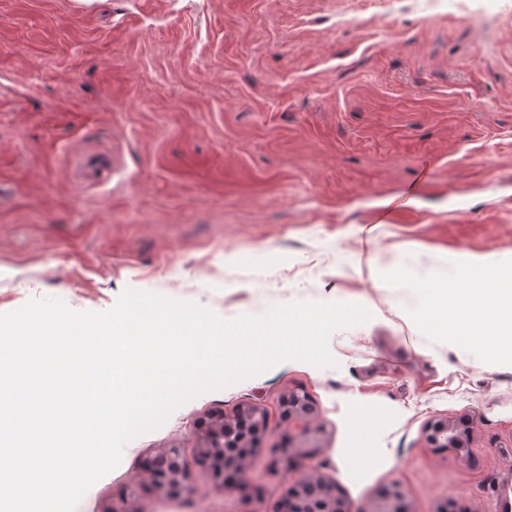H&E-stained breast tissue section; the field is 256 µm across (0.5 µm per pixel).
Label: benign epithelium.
Instances as JSON below:
<instances>
[{
    "label": "benign epithelium",
    "mask_w": 512,
    "mask_h": 512,
    "mask_svg": "<svg viewBox=\"0 0 512 512\" xmlns=\"http://www.w3.org/2000/svg\"><path fill=\"white\" fill-rule=\"evenodd\" d=\"M279 413L300 424L298 433L289 438L296 443L297 457L314 459L320 452L318 435L321 428L311 425L317 408L305 392L290 391L279 402ZM270 425L269 412L259 406L247 405L231 413L222 411L211 415L199 430L197 448L194 449L198 467L218 480H224V472L240 475L245 462L227 452L229 448H257L261 436ZM455 428L448 420L435 417L425 427V439L433 448L451 447ZM148 477L153 487L167 495L171 492L189 491L190 470L184 459V449L171 447L155 457L149 466ZM278 512H353L349 504L340 497L333 484L319 476L306 472L297 475L277 506ZM406 507L400 491L383 494L382 507L375 512H405Z\"/></svg>",
    "instance_id": "obj_1"
}]
</instances>
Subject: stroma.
<instances>
[{"mask_svg":"<svg viewBox=\"0 0 512 512\" xmlns=\"http://www.w3.org/2000/svg\"><path fill=\"white\" fill-rule=\"evenodd\" d=\"M87 153L111 168L90 176ZM423 248L512 251V0H0V313L43 296L104 312L131 288L224 319L372 314L331 335L336 366L283 361L177 408L76 512H273L293 388L318 410L311 465L353 512L388 488L408 512H512V366L413 335L358 268ZM247 404L273 420L243 479L153 489V457L192 463L208 418ZM434 417L465 446L428 447Z\"/></svg>","mask_w":512,"mask_h":512,"instance_id":"35a3bbf8","label":"stroma"}]
</instances>
